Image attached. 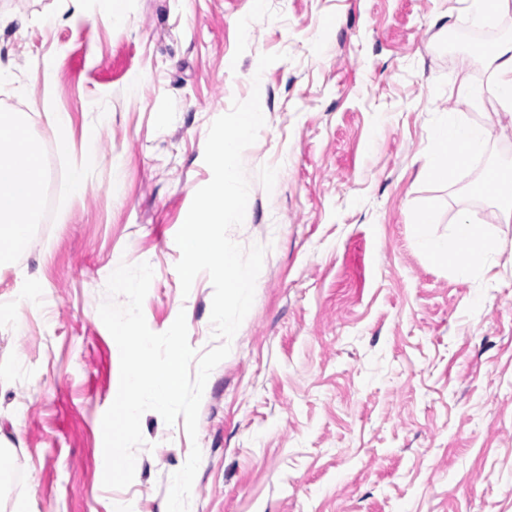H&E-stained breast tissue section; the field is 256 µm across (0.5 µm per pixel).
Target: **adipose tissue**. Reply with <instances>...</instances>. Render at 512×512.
<instances>
[{
    "mask_svg": "<svg viewBox=\"0 0 512 512\" xmlns=\"http://www.w3.org/2000/svg\"><path fill=\"white\" fill-rule=\"evenodd\" d=\"M493 83L488 88L475 86L467 70H460L456 88L460 99L481 107L485 97L495 99L500 109L512 111V39L497 42L489 52ZM491 136L490 120L476 121L457 112L442 114L432 126V149L421 177L439 175L454 180L458 171L482 155ZM44 178L41 157L30 150L26 129L13 112L0 113V267L9 265L29 246L32 224L40 209L39 189ZM470 191L490 196L502 223L512 222V163L489 168L475 181ZM437 214L424 204L414 224L415 244L431 262L444 265L459 276L485 261L495 243L468 212H461L448 234L438 235L431 227Z\"/></svg>",
    "mask_w": 512,
    "mask_h": 512,
    "instance_id": "ef3b65f1",
    "label": "adipose tissue"
}]
</instances>
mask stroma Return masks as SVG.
<instances>
[{
    "label": "stroma",
    "mask_w": 512,
    "mask_h": 512,
    "mask_svg": "<svg viewBox=\"0 0 512 512\" xmlns=\"http://www.w3.org/2000/svg\"><path fill=\"white\" fill-rule=\"evenodd\" d=\"M482 29L464 0H0V112L50 152L53 184L50 220L0 268V452L13 461L0 506L165 512L196 445L189 512H512V223L467 193L512 161V117L450 92L463 67L491 83L471 40ZM265 53L281 59L261 72ZM255 90L266 122L242 155L250 209L229 232L266 248L253 305L196 437L145 412L132 483L105 488L102 417L120 377L98 314L107 280L148 263L149 329L182 312L191 347L215 346L210 277L182 292L175 236L212 178V122ZM482 111L495 116L486 152L454 182L420 178L439 116ZM57 112L71 117L63 138ZM427 203L436 234L464 209L498 253L467 278L426 259L412 222Z\"/></svg>",
    "instance_id": "1"
}]
</instances>
